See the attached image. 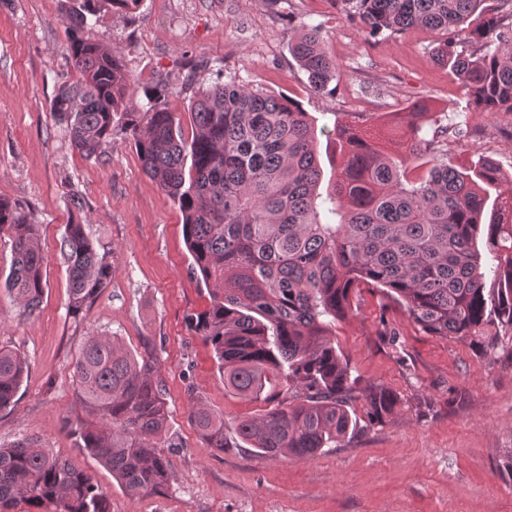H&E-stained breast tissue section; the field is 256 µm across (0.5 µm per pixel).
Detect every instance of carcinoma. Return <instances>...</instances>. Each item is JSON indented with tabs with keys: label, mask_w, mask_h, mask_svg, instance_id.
<instances>
[{
	"label": "carcinoma",
	"mask_w": 512,
	"mask_h": 512,
	"mask_svg": "<svg viewBox=\"0 0 512 512\" xmlns=\"http://www.w3.org/2000/svg\"><path fill=\"white\" fill-rule=\"evenodd\" d=\"M60 2L74 78L58 86L50 111L85 158L99 156L116 118L124 120L144 170L181 211L191 271L210 296L187 322L211 345L224 386L269 404L240 420L230 438L223 415L196 404L189 418L205 447L309 460L355 430L356 404L368 426L395 413L398 394L380 383L360 387L330 339L336 323L354 314L362 286L384 292L431 336L466 338L490 321L512 332V195L491 197L504 174L485 156L464 166L448 159L428 137L437 119L426 107L393 124L405 128L406 141L389 151L380 144L382 125L335 123L341 171L324 195L314 125L290 98L230 76L197 95L188 140L167 88L138 90L123 62L85 36L105 5L133 15L141 0ZM336 2L371 37L416 26L453 33L436 61L458 76L476 111L512 112V8L495 11L487 0ZM290 50L313 89L336 77L318 27ZM4 231L13 254L5 288L31 315L45 288L38 227L0 198ZM483 231L497 261L490 297L476 249ZM61 252L69 312L79 319L112 270L79 216L66 225ZM26 375L21 354L0 347V412L16 402ZM74 377L93 416L66 419L79 447L131 496L169 490L173 472L159 450L169 409L153 357L131 354L114 336L92 335ZM0 512L111 510L85 470L28 438L0 445Z\"/></svg>",
	"instance_id": "carcinoma-1"
}]
</instances>
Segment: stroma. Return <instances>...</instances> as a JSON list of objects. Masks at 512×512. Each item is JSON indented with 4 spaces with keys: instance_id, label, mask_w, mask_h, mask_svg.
Listing matches in <instances>:
<instances>
[{
    "instance_id": "1",
    "label": "stroma",
    "mask_w": 512,
    "mask_h": 512,
    "mask_svg": "<svg viewBox=\"0 0 512 512\" xmlns=\"http://www.w3.org/2000/svg\"><path fill=\"white\" fill-rule=\"evenodd\" d=\"M309 26L320 27L338 64L320 92L290 52ZM87 36L120 58L139 87L166 84L187 139L194 96L227 75L292 98L319 131L324 192L340 164L327 134L335 121L369 124L417 102L431 104L452 129L455 163L483 155L512 173V113L474 111L457 76L435 61L440 38L426 28L371 39L335 0H143L133 16L102 10ZM66 44L60 0H0V197L38 224L47 256L41 306L21 315L3 287L12 252L0 234V347L28 365L15 406L0 413V444L39 440L85 469L112 512H512V363L485 354L497 326L468 338L432 336L376 288L357 293L333 341L364 382L400 396L393 416L357 427L311 460L204 447L188 418L196 403L223 413L229 431L265 405L225 388L210 345L186 320L207 307L208 292L190 271L182 215L145 172L129 132L115 127L88 160L51 112L58 85L72 74ZM74 192L112 268L78 322L60 254ZM90 335L117 336L157 364L174 444L167 492L128 495L65 427L82 412L73 364Z\"/></svg>"
}]
</instances>
